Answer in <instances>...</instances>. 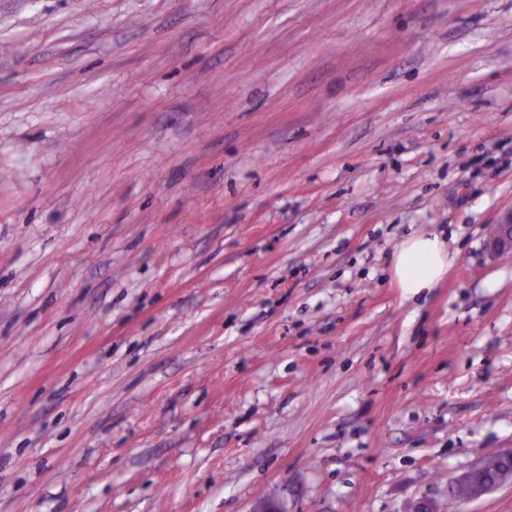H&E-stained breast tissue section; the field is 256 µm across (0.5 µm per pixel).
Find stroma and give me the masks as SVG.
<instances>
[{
  "mask_svg": "<svg viewBox=\"0 0 512 512\" xmlns=\"http://www.w3.org/2000/svg\"><path fill=\"white\" fill-rule=\"evenodd\" d=\"M510 208L512 0H0V512H512ZM493 255L512 252V209L504 212L494 224V233L488 241ZM448 270V244L438 233L404 239L395 250L389 273L406 298L433 288ZM493 471V466H490L489 458L486 456L482 459L472 470L456 481L459 485L454 489L459 497H466L468 499H477L485 494L498 489L499 487L511 485V475L509 471L498 473L492 480L486 477L488 470ZM470 486V490L467 486ZM469 492V493H468Z\"/></svg>",
  "mask_w": 512,
  "mask_h": 512,
  "instance_id": "35a3bbf8",
  "label": "stroma"
}]
</instances>
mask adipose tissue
<instances>
[{"instance_id": "ef3b65f1", "label": "adipose tissue", "mask_w": 512, "mask_h": 512, "mask_svg": "<svg viewBox=\"0 0 512 512\" xmlns=\"http://www.w3.org/2000/svg\"><path fill=\"white\" fill-rule=\"evenodd\" d=\"M448 268V245L436 233L404 239L395 250L389 273L392 281L411 298L434 287Z\"/></svg>"}]
</instances>
